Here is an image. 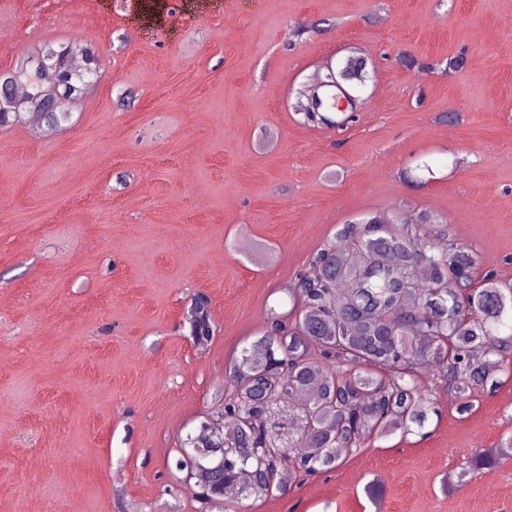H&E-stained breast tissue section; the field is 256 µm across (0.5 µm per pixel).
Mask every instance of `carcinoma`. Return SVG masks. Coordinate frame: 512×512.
I'll use <instances>...</instances> for the list:
<instances>
[{
	"label": "carcinoma",
	"mask_w": 512,
	"mask_h": 512,
	"mask_svg": "<svg viewBox=\"0 0 512 512\" xmlns=\"http://www.w3.org/2000/svg\"><path fill=\"white\" fill-rule=\"evenodd\" d=\"M416 223L346 224L340 247L317 252L298 274L288 294L293 307L272 316L259 338L242 348L231 366L233 393L218 411L200 422L181 443L171 467L182 470L185 457L206 463L205 452L224 448V484L241 500L272 495L296 479L334 470L370 438L424 427L431 398L418 384L423 370L455 385L464 398L475 388L495 389V369L512 353V335L494 327L512 311V288L491 275L475 277L476 260L463 249L423 240ZM336 249L350 255L336 263ZM399 263L392 269L377 256ZM427 281L456 279L462 288H417L407 293L410 274ZM421 321L405 324L403 313ZM198 344L213 337L209 301L191 298L187 310ZM293 404V424L280 440L271 437L272 406ZM224 417V435L210 428Z\"/></svg>",
	"instance_id": "obj_1"
}]
</instances>
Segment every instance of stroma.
I'll list each match as a JSON object with an SVG mask.
<instances>
[{
  "mask_svg": "<svg viewBox=\"0 0 512 512\" xmlns=\"http://www.w3.org/2000/svg\"><path fill=\"white\" fill-rule=\"evenodd\" d=\"M70 39L99 57L70 123L0 128V512H512V458L468 471L512 437L506 368L465 413L430 380L422 430L261 500L200 509L166 468L344 224L427 212L512 270V0H0V72ZM351 55L355 119L304 124L294 89ZM190 319V333L195 336L197 344H205L213 337V325L209 312V301L200 293L191 298L187 310ZM192 329V332H191Z\"/></svg>",
  "mask_w": 512,
  "mask_h": 512,
  "instance_id": "35a3bbf8",
  "label": "stroma"
}]
</instances>
